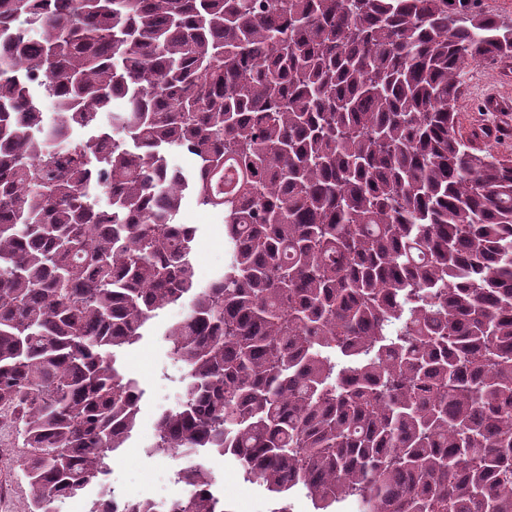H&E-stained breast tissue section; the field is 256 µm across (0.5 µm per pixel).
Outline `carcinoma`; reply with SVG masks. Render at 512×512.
Masks as SVG:
<instances>
[{
    "label": "carcinoma",
    "instance_id": "cac0c4a2",
    "mask_svg": "<svg viewBox=\"0 0 512 512\" xmlns=\"http://www.w3.org/2000/svg\"><path fill=\"white\" fill-rule=\"evenodd\" d=\"M1 42L0 421L30 512H227L216 455L274 512H512V157L457 112L512 28L467 0H0ZM187 197L224 214L204 287ZM175 305L163 510L107 478L143 396L118 354ZM193 260L195 264L196 276L198 281L202 284H206L212 278H214L218 272L224 269V265L228 260V254L226 250L225 261L223 258L219 262L213 263L209 260V258L206 255L193 252Z\"/></svg>",
    "mask_w": 512,
    "mask_h": 512
}]
</instances>
